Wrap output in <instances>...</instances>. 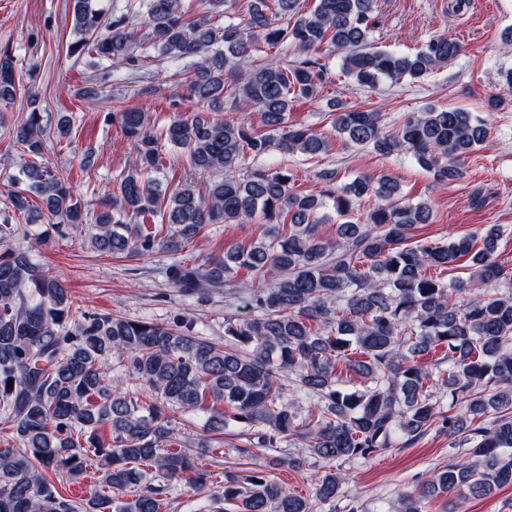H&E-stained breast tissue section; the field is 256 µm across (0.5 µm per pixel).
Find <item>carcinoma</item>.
Wrapping results in <instances>:
<instances>
[{"label":"carcinoma","instance_id":"carcinoma-1","mask_svg":"<svg viewBox=\"0 0 512 512\" xmlns=\"http://www.w3.org/2000/svg\"><path fill=\"white\" fill-rule=\"evenodd\" d=\"M182 2L139 0L138 11L114 12L107 21L94 0H76L72 56L91 50L135 65L141 18L162 55L196 59L184 87L202 109L175 116L164 139L183 150L191 170L210 176L168 189L152 177L163 163L147 113L113 108L135 157L95 217L93 244L112 255L152 253L156 233L127 223L132 217L174 226L165 240L172 250L206 224L257 219L262 229L249 243L167 268L185 294L207 301L220 288L227 300L245 293L254 314L224 316L221 345L195 335L183 317L164 324L89 313L73 307L64 285L11 244L20 225L1 224L0 410L16 446L0 448V512H166L180 487L238 502L240 512H314L343 498L345 475L336 465L410 448L432 429L462 438L468 458L399 495L395 512H423V500L439 495L456 512L454 493L483 497L512 485V274L494 249L502 225L413 245L412 231L432 223V209L405 199L388 174L338 186L336 171L323 169V201L296 194L291 170L244 167L247 158L273 149L328 150L326 135L286 125L291 99L317 95L322 67L309 52L318 46L342 53L343 74L369 87L426 77L460 55L459 41L436 35L413 54L376 50L373 0H315L287 27L276 20L294 14L298 0H244L239 21L223 26L187 18ZM256 34L307 57L258 63ZM15 76V57L0 52V102L14 100ZM226 101L237 115H223ZM332 112L346 143L386 158L408 156L439 182L461 178L458 162L490 134L487 120L461 108L428 106L391 133L373 109L336 101ZM44 136L36 108L14 127L15 143L33 158L43 154ZM27 178L28 188L11 197L27 221L43 217L27 198L32 194L64 223H83L65 177L33 163ZM367 195L376 203L366 219L351 220L355 202ZM329 204L343 218L334 239L319 229L318 214ZM463 259L467 281L441 276ZM430 268L439 275L427 274ZM242 270L248 278H239ZM442 347L437 362H422ZM340 361L365 378L362 387H348L336 369ZM441 389L464 403V413L442 410ZM189 410L216 411L222 424L239 428L248 444L236 449L241 457L252 447L278 454L245 476L224 471L219 485L203 462L206 446L180 438L173 413ZM106 426L107 444L99 434ZM306 465L317 467L312 498L274 479L281 466ZM91 466L98 476L89 496L59 491L56 481L77 483Z\"/></svg>","mask_w":512,"mask_h":512}]
</instances>
